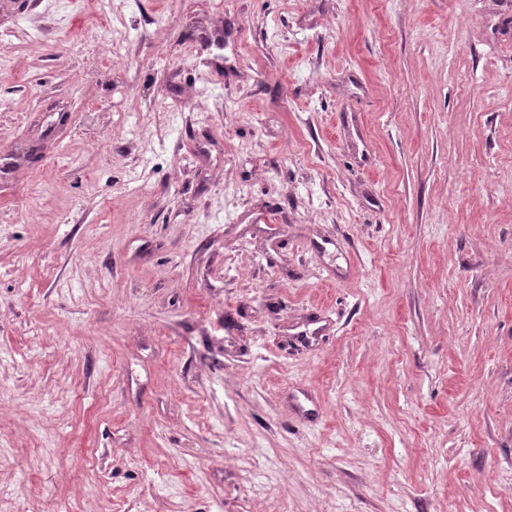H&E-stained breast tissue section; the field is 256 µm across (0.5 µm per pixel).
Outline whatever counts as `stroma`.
<instances>
[{"label":"stroma","instance_id":"35a3bbf8","mask_svg":"<svg viewBox=\"0 0 512 512\" xmlns=\"http://www.w3.org/2000/svg\"><path fill=\"white\" fill-rule=\"evenodd\" d=\"M70 25L0 0L10 512H512V0Z\"/></svg>","mask_w":512,"mask_h":512}]
</instances>
